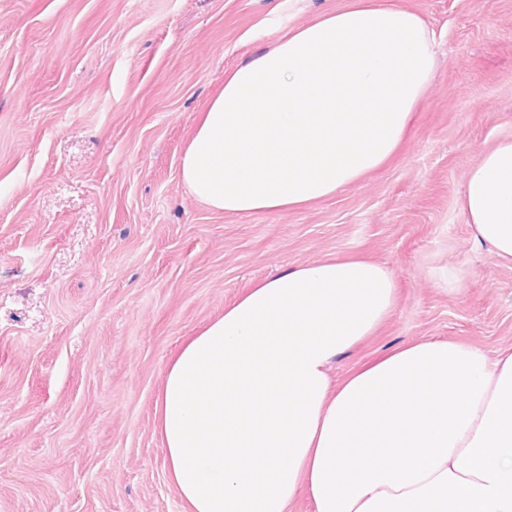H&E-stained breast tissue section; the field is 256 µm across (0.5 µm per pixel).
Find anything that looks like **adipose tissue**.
<instances>
[{"label":"adipose tissue","instance_id":"ef3b65f1","mask_svg":"<svg viewBox=\"0 0 512 512\" xmlns=\"http://www.w3.org/2000/svg\"><path fill=\"white\" fill-rule=\"evenodd\" d=\"M425 20L347 0L224 75L181 158L227 214L272 213L360 184L401 147L436 77ZM476 246L512 262V137L470 169ZM393 269L336 255L248 288L168 365L158 433L185 512H512V348L423 338L336 361L394 312Z\"/></svg>","mask_w":512,"mask_h":512}]
</instances>
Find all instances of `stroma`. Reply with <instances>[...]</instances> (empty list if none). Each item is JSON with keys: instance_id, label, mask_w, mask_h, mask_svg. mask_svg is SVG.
Here are the masks:
<instances>
[{"instance_id": "1", "label": "stroma", "mask_w": 512, "mask_h": 512, "mask_svg": "<svg viewBox=\"0 0 512 512\" xmlns=\"http://www.w3.org/2000/svg\"><path fill=\"white\" fill-rule=\"evenodd\" d=\"M345 0H0V512H183L156 433L182 343L253 282L336 253L400 300L335 376L423 337L512 347V263L457 200L512 136V0H401L439 74L361 184L299 210L195 201L183 149L224 75ZM465 265L460 292L437 271Z\"/></svg>"}]
</instances>
